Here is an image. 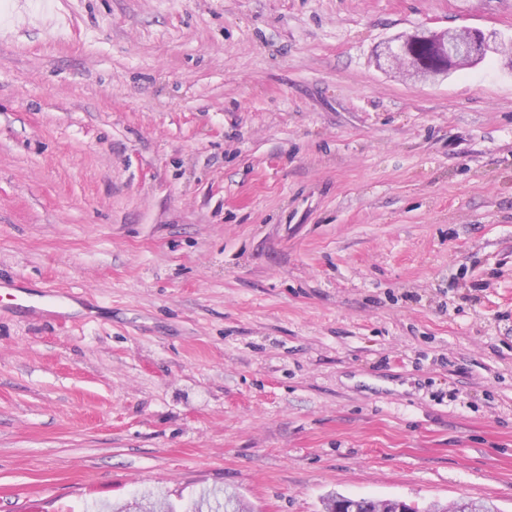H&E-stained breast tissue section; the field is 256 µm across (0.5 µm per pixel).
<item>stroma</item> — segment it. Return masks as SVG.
<instances>
[{
	"label": "stroma",
	"mask_w": 512,
	"mask_h": 512,
	"mask_svg": "<svg viewBox=\"0 0 512 512\" xmlns=\"http://www.w3.org/2000/svg\"><path fill=\"white\" fill-rule=\"evenodd\" d=\"M423 25L505 50L377 66ZM0 31V512H512V0H0Z\"/></svg>",
	"instance_id": "1"
}]
</instances>
